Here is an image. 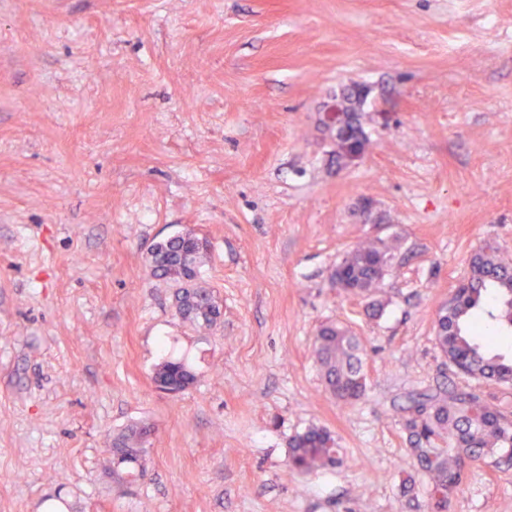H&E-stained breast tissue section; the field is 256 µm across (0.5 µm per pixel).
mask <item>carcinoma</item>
I'll use <instances>...</instances> for the list:
<instances>
[{
    "label": "carcinoma",
    "instance_id": "obj_1",
    "mask_svg": "<svg viewBox=\"0 0 512 512\" xmlns=\"http://www.w3.org/2000/svg\"><path fill=\"white\" fill-rule=\"evenodd\" d=\"M393 245L375 238L359 244L336 265V287L366 301V310L380 313L385 302L375 298L391 267ZM208 247L178 234L150 246L153 275L182 286L178 314L182 320L211 327L221 315L215 290L208 284L186 288L204 263ZM466 286L455 289L439 309L435 344L448 364L481 379L487 385L512 386V352L494 347V337L481 334V324L492 321L500 333H512V260L486 242L470 258ZM360 336L340 322L323 323L313 353L324 388L338 401L353 403L367 391ZM153 381L196 383L194 371L181 361L157 364ZM404 428L409 434L415 472L426 480V493L435 512H445L452 496L466 482L475 462L512 461V414L490 404L475 391L421 395L411 401ZM146 429L133 425L112 438L104 458L111 472L137 480L146 474L149 449ZM344 454L326 429L311 427L293 436L288 469L313 473L339 469Z\"/></svg>",
    "mask_w": 512,
    "mask_h": 512
}]
</instances>
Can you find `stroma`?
<instances>
[{
    "label": "stroma",
    "mask_w": 512,
    "mask_h": 512,
    "mask_svg": "<svg viewBox=\"0 0 512 512\" xmlns=\"http://www.w3.org/2000/svg\"><path fill=\"white\" fill-rule=\"evenodd\" d=\"M363 89L361 154L323 104ZM191 230L222 303L200 330L148 248ZM397 239L368 317L337 263ZM494 241L512 258V0H0V512H433L412 397L473 388L438 308ZM364 341L367 392H325L319 326ZM196 384L158 392L162 359ZM149 429L145 479L99 460ZM330 431L345 465L289 472ZM448 512H512V464Z\"/></svg>",
    "instance_id": "1"
}]
</instances>
